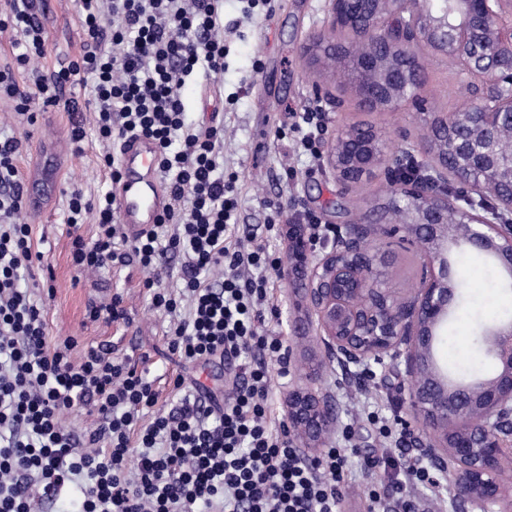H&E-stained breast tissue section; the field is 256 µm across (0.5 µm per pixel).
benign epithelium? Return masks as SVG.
Here are the masks:
<instances>
[{
	"label": "benign epithelium",
	"instance_id": "obj_1",
	"mask_svg": "<svg viewBox=\"0 0 512 512\" xmlns=\"http://www.w3.org/2000/svg\"><path fill=\"white\" fill-rule=\"evenodd\" d=\"M426 0H329L326 25L303 46L307 55L341 58L349 33L381 52H370L349 75L360 107L398 109L418 102L423 62L418 48L456 63L467 77L468 112H429L425 136L399 133L428 172L398 184L385 211L370 213L336 231L315 256L303 225L288 238V282L306 305L309 326L345 372L390 361L403 367L415 426V444L442 478L457 485L465 512H512V320L485 333L495 370L471 380L448 375L437 342L458 295L453 253L464 248L491 259L512 288V144L501 138L512 125V0H450L433 13ZM402 52L399 64L391 62ZM324 158L345 192L371 178L387 182L395 170L392 142L383 130L354 124L336 128ZM466 185L470 203L448 196V181ZM491 197L488 206L484 199ZM400 214L404 235L422 248V272L408 297L390 287L394 254L370 250V224H390ZM288 427L298 448L315 454L336 424L333 398L308 383L288 386Z\"/></svg>",
	"mask_w": 512,
	"mask_h": 512
}]
</instances>
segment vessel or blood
I'll use <instances>...</instances> for the list:
<instances>
[{
  "label": "vessel or blood",
  "instance_id": "1",
  "mask_svg": "<svg viewBox=\"0 0 512 512\" xmlns=\"http://www.w3.org/2000/svg\"><path fill=\"white\" fill-rule=\"evenodd\" d=\"M120 154V176L113 194L119 220L127 236L134 239L159 223L169 206V195L159 177L157 148L151 139L126 138Z\"/></svg>",
  "mask_w": 512,
  "mask_h": 512
}]
</instances>
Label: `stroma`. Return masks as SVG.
<instances>
[{
    "instance_id": "1",
    "label": "stroma",
    "mask_w": 512,
    "mask_h": 512,
    "mask_svg": "<svg viewBox=\"0 0 512 512\" xmlns=\"http://www.w3.org/2000/svg\"><path fill=\"white\" fill-rule=\"evenodd\" d=\"M223 12L224 74L215 80L198 75L187 81L183 89L186 119L193 125L223 124L224 170L235 173L237 179L234 220L250 225L258 242L278 256H287L288 244L266 233L271 215L268 202H283V221L333 225L337 222L336 201H346L351 211L363 212L374 207L383 186L382 181L371 180L340 196L336 180L321 158L294 150L292 132L303 126L306 112L312 109L314 85L328 88L341 99L342 105L334 113L337 124L368 123L394 140L401 131L418 132L425 123V112L455 111L463 99L465 80L458 67L447 59L428 57L418 103H404L395 111L363 110L350 86L336 83L302 51L309 36L324 24L328 0H224ZM43 25L44 66L53 69L76 59L82 34L75 0H46ZM72 95L82 103L79 111L42 107L32 124L0 104V136L19 139L18 169L26 185H39L45 193L41 209L24 212L44 260L26 275L22 285L45 312L49 341L72 336L83 346L100 340L112 342L117 357H133L139 368L149 371L164 405L175 396L173 379L179 374L198 379L217 395H224L239 371V359L225 361L217 371L211 363L187 364L172 354L166 337L169 319L151 311L150 293L143 286L146 274L138 262L131 260L93 275L75 269L72 229L67 222L69 194L77 189L92 196L108 191L111 182L102 158L118 154L119 147L99 140L94 112L85 106L91 96L89 88L75 85ZM77 125L84 127L86 137L76 145L70 133ZM289 170L294 173L290 179L285 176ZM457 268L466 288L456 303L443 357L449 367L486 376L492 362L485 352L481 326L490 320L512 319V298L492 288L496 277L492 269H474L466 259L458 262ZM273 293L278 314L268 318L267 328L283 339L290 360L285 379L279 376L276 361L268 363L276 413H285L289 379L318 369L315 385L334 396L338 414L327 445L345 448L349 460L341 512H371L370 491L402 478L413 457L396 438H383L367 418L371 412L389 420L409 415L407 401L387 387L392 365L375 364L370 370L346 375L326 364L324 351L312 335L294 329L304 308L287 281L275 278ZM116 295L122 298L130 319L122 333L113 324L87 317L89 305L108 303ZM368 457L374 459V466L362 468Z\"/></svg>"
}]
</instances>
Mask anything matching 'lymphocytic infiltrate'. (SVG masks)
Segmentation results:
<instances>
[{
	"instance_id": "f902f5d3",
	"label": "lymphocytic infiltrate",
	"mask_w": 512,
	"mask_h": 512,
	"mask_svg": "<svg viewBox=\"0 0 512 512\" xmlns=\"http://www.w3.org/2000/svg\"><path fill=\"white\" fill-rule=\"evenodd\" d=\"M223 0H79L82 49L47 72L44 0H9L0 29L14 34L13 60L0 67V101L34 122V102L70 107L69 91L93 83L99 138L153 140L170 205L168 238L150 229L128 239L114 220L112 193L70 194L68 222L96 216L93 242L72 239V262L87 272L137 258L155 271L182 256L179 277L190 300L178 316L175 296L153 279V309L174 317L166 335L188 362L251 354L223 406L202 389L185 391L169 411L148 372L115 357L104 343L78 347L74 337L48 342L43 311L21 280L42 263L32 242L16 138L0 140V512H33L72 487L79 512H338L340 449L303 457L275 422L267 360L287 366L279 337L264 330L281 258L257 244L232 216L238 196L224 179V127L190 125L180 94L195 74L224 73ZM85 408L98 426L76 439L62 424Z\"/></svg>"
}]
</instances>
